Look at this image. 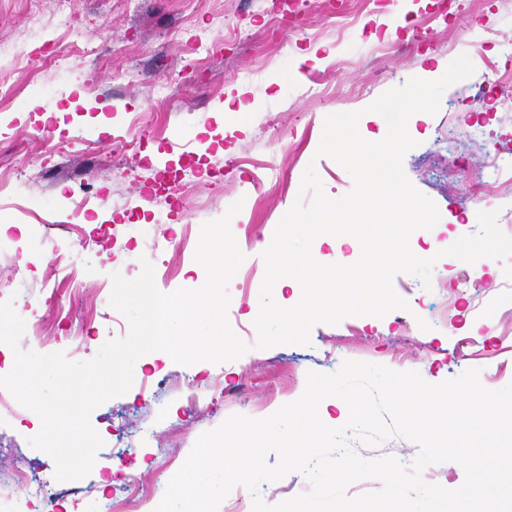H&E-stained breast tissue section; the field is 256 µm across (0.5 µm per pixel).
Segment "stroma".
Returning <instances> with one entry per match:
<instances>
[{"label":"stroma","instance_id":"1","mask_svg":"<svg viewBox=\"0 0 512 512\" xmlns=\"http://www.w3.org/2000/svg\"><path fill=\"white\" fill-rule=\"evenodd\" d=\"M289 0H69V30L55 25V4L0 0V83L14 96L0 104V281L12 284L16 313L28 318L51 308L54 326L39 338L26 329L20 347L91 359L130 325L109 304L102 284L112 273L133 279L142 260L154 266L165 293L195 289L205 281L194 259L200 229L225 215L234 197L244 204L232 232L245 259L228 285L230 325L250 349L240 358L183 366L153 353L136 360L134 384L90 416L102 438L90 473L74 481L77 512H129L117 486L100 487V472L126 470L164 490L197 439L229 416L265 418L297 400L308 372H336L343 361L414 370L438 384L469 368L496 390L512 383V257L468 264L438 259L430 285L399 274L393 285L409 304L384 317H348L319 323L306 345L256 348L254 320L264 278L263 251L301 192L307 166H315L328 196L341 197L352 177L328 157H317L323 123L334 113L362 111L358 129L378 141L387 122L368 107L411 78H440L448 43L480 17L494 39L486 55L512 67V0H377L353 24L342 15L351 0H316L315 8H289ZM407 27L385 37L398 7ZM28 53L16 60L14 44ZM347 65H337V58ZM501 90L476 64L470 78L447 88L436 114L412 115L407 129L417 145L403 169L432 199L439 221L418 230L410 248L428 257L427 242L447 248L476 233L481 196L498 210V225L512 235V190L496 186L485 153L497 147L512 159V112L499 106ZM165 113L164 121L131 128L140 113ZM135 133L140 149H114L115 137ZM179 175L159 188L164 168ZM88 197L91 216L70 201ZM99 240L84 252L81 238ZM67 255L87 288L76 296L59 290L53 261ZM85 335L82 345L71 344ZM464 336L476 343L454 358ZM214 386L206 403H186L185 378ZM41 422L0 416V490L16 469L32 483L54 474L55 462L33 448ZM365 459L393 457L411 466L418 447L395 436L371 447L349 437Z\"/></svg>","mask_w":512,"mask_h":512}]
</instances>
